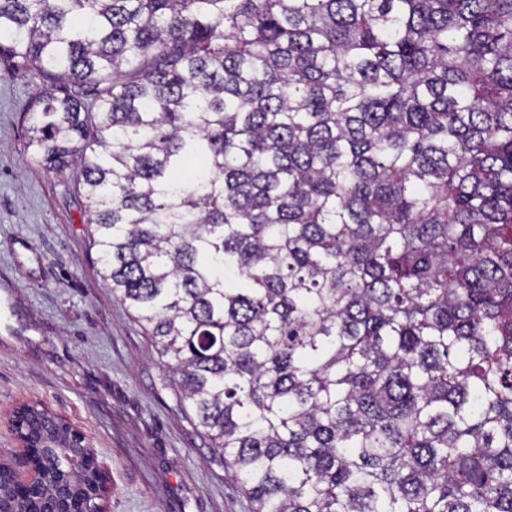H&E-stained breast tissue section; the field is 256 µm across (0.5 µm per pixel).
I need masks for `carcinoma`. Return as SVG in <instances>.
<instances>
[{
  "label": "carcinoma",
  "instance_id": "1",
  "mask_svg": "<svg viewBox=\"0 0 512 512\" xmlns=\"http://www.w3.org/2000/svg\"><path fill=\"white\" fill-rule=\"evenodd\" d=\"M4 60L249 512H512V0H0Z\"/></svg>",
  "mask_w": 512,
  "mask_h": 512
}]
</instances>
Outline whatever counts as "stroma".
I'll use <instances>...</instances> for the list:
<instances>
[{"label": "stroma", "instance_id": "35a3bbf8", "mask_svg": "<svg viewBox=\"0 0 512 512\" xmlns=\"http://www.w3.org/2000/svg\"><path fill=\"white\" fill-rule=\"evenodd\" d=\"M41 78L0 62V449L38 401L80 427L112 475L109 512H247L127 309L86 224L79 165L41 169L28 105Z\"/></svg>", "mask_w": 512, "mask_h": 512}]
</instances>
